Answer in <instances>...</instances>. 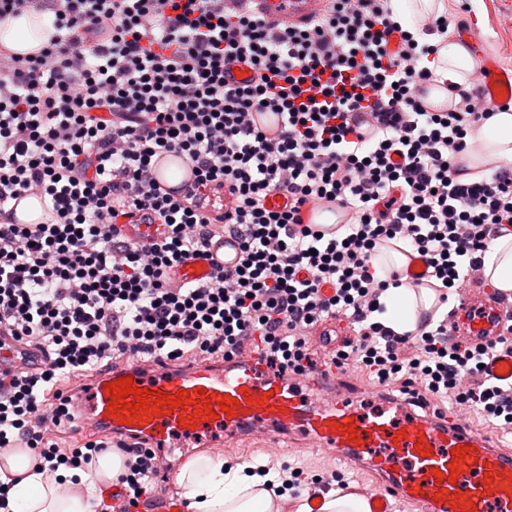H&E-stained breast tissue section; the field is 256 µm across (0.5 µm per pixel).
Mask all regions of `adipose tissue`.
I'll list each match as a JSON object with an SVG mask.
<instances>
[{
    "mask_svg": "<svg viewBox=\"0 0 512 512\" xmlns=\"http://www.w3.org/2000/svg\"><path fill=\"white\" fill-rule=\"evenodd\" d=\"M49 10L26 12L0 19V44L21 54H32L53 33ZM439 75L449 82L468 84L476 62L456 40L442 42ZM468 140L481 163L512 162V111L494 115ZM485 272L501 291H512V235L491 241L484 257ZM437 299L433 289L408 285L388 288L379 298L385 307L380 319L397 333L416 329L419 308H431ZM123 471V458L116 453L99 456L90 472L79 473L69 493H61L58 473L37 468L27 451L0 453V483L9 487L5 508L0 512H95L97 490L112 484ZM171 482L187 501L188 512H370L366 496L355 490L336 488L321 493L320 508H312L310 493L292 497L282 492L278 473L262 470L259 463L241 460L232 464L209 455L183 461Z\"/></svg>",
    "mask_w": 512,
    "mask_h": 512,
    "instance_id": "1",
    "label": "adipose tissue"
}]
</instances>
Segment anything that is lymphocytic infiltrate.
I'll use <instances>...</instances> for the list:
<instances>
[{"label":"lymphocytic infiltrate","mask_w":512,"mask_h":512,"mask_svg":"<svg viewBox=\"0 0 512 512\" xmlns=\"http://www.w3.org/2000/svg\"><path fill=\"white\" fill-rule=\"evenodd\" d=\"M55 35L34 56L0 49V335L17 358L44 367L0 374V450L28 449L50 470L88 469L118 450L124 506L151 503L154 452L91 440L60 448L76 420L65 379L129 358L231 360L260 341L267 361L301 376L313 369L312 333L347 318L355 336L331 354L340 370L477 410L512 434V384L483 380L487 350L424 318L398 334L375 318L403 271L379 275L382 246L402 243L438 281L439 303L484 271L491 240L512 232V165L468 182L472 127L496 104L448 85L458 104L433 109L422 86L447 23L406 28L389 0H328L305 27L228 14L224 0H53ZM399 34L390 50L391 34ZM246 66L243 81L234 66ZM316 83L318 93L306 92ZM283 118L277 135L253 123ZM176 153L194 183L157 182V158ZM229 189L212 216L196 199ZM39 195L48 220L17 223L13 203ZM288 199L269 208L270 196ZM349 214L342 236L304 224L308 203ZM168 228L159 242L125 237L137 214ZM240 241L241 260L198 284L176 269L210 260V242ZM332 286V294L321 291Z\"/></svg>","instance_id":"f902f5d3"}]
</instances>
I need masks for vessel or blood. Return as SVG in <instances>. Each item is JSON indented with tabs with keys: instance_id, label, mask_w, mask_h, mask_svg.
I'll return each instance as SVG.
<instances>
[{
	"instance_id": "b4317fda",
	"label": "vessel or blood",
	"mask_w": 512,
	"mask_h": 512,
	"mask_svg": "<svg viewBox=\"0 0 512 512\" xmlns=\"http://www.w3.org/2000/svg\"><path fill=\"white\" fill-rule=\"evenodd\" d=\"M327 0H247L249 12L261 15L273 24L301 25L320 17ZM484 98L512 103V72L493 61H486L476 75ZM305 223L321 224L346 221L343 211L334 206L306 205ZM209 262L187 263L177 270L180 281L206 279L214 266L235 267L240 260L239 243L225 235L212 248ZM512 321V300L499 297L475 283L459 289L457 303L448 317L449 325L461 339L474 345L497 340L507 322ZM129 377L135 387L168 393L186 391L194 394L204 389L209 399H239L234 418L219 416L209 420L194 415L193 426L180 424V408L149 420L123 421L110 416V395L106 384ZM312 393H303L301 382L275 373L258 349L250 348L236 359L224 363H197L184 360H132L126 366L86 373L74 388L73 408L89 427L119 437L127 442L150 444L160 459L159 473H166L175 456V440H195L203 436L220 437L227 433L282 439L288 435L304 436L312 444L331 453L337 464L361 468L377 475L376 489L369 493L371 512H393L400 501L421 504L425 512H512V455L496 448L486 432L465 420L428 414H415L402 397L374 388L381 402L380 411L363 415L345 405L342 396L351 392L349 381L336 372H313ZM251 403H244V396ZM354 422L356 439L342 434L341 425ZM466 446L462 471L450 488L460 494L461 506H453L449 497L436 498L435 470H446L452 449ZM429 448L430 456L419 453Z\"/></svg>"
}]
</instances>
